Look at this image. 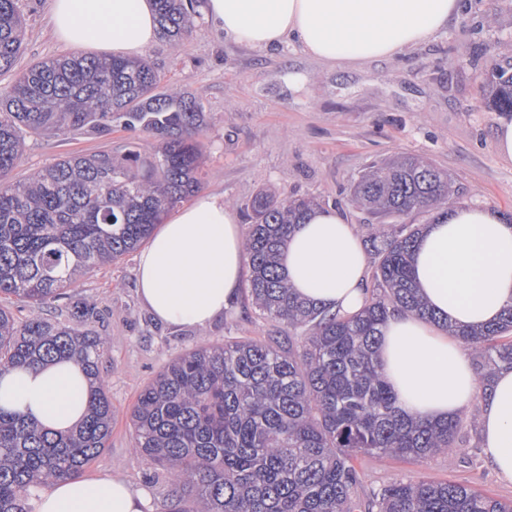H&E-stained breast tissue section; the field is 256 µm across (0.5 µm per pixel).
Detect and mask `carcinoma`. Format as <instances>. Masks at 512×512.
Wrapping results in <instances>:
<instances>
[{
	"label": "carcinoma",
	"instance_id": "carcinoma-1",
	"mask_svg": "<svg viewBox=\"0 0 512 512\" xmlns=\"http://www.w3.org/2000/svg\"><path fill=\"white\" fill-rule=\"evenodd\" d=\"M153 2L164 38L177 44L191 33L200 0ZM22 46L18 0H0V74L14 70ZM158 85L145 58L67 55L18 72L0 96V372L74 360L92 382L87 414L67 434L0 407V512H33L32 488L81 476L107 447V346L88 329L98 311L78 302L63 323L43 305L149 240L167 212L199 190L205 112L193 94ZM488 85L493 107L512 112V73L498 67ZM114 123L154 137L157 150L69 155L11 180L22 132L101 137ZM453 187L448 172L418 155L374 162L355 181L352 201L375 223L363 235L369 299L348 317L299 298L280 270L289 236L315 201L252 198L243 248L256 308L302 335L192 349L157 373L130 415L134 451L175 490L195 493L196 512H357L358 453L439 455L454 465L464 445L460 420L404 415L375 350L396 313L439 322L412 277L419 227L393 228L390 220L442 208ZM12 298L29 306L21 320L5 305ZM456 335L483 388L512 369V307L484 329ZM365 512H512V502L450 482L399 480L374 493Z\"/></svg>",
	"mask_w": 512,
	"mask_h": 512
}]
</instances>
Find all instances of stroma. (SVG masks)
I'll return each instance as SVG.
<instances>
[{"instance_id":"35a3bbf8","label":"stroma","mask_w":512,"mask_h":512,"mask_svg":"<svg viewBox=\"0 0 512 512\" xmlns=\"http://www.w3.org/2000/svg\"><path fill=\"white\" fill-rule=\"evenodd\" d=\"M18 6L24 41L17 69L67 54L51 34L50 0H19ZM146 54L161 89L190 92L201 103L207 115L201 189L223 195L238 214L266 190L282 199L314 197L361 230L370 217L352 202L350 185L372 162L413 153L448 171L459 201L512 216V161L495 151L502 115L488 104L485 80L491 64L512 63V0H463L448 28L427 43L355 70L326 67L295 43L270 49L235 43L203 14L180 45L160 38ZM126 142L146 154L156 145L118 124L104 137L30 138L13 178L24 180L72 153ZM76 292L99 312L92 328L108 346L100 369L112 403V435L86 475L122 479L148 493L147 512H167L173 487L133 449L129 415L139 393L189 349L235 337L284 336L288 325L259 315L246 289L207 327L160 324L138 297L132 252L81 279ZM461 420L465 455L454 466L437 456L354 457L358 501L397 479L453 482L512 501V485L484 463L478 427L469 414Z\"/></svg>"}]
</instances>
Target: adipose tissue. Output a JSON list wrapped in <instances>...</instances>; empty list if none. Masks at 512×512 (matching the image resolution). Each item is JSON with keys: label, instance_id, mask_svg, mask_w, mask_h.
Returning a JSON list of instances; mask_svg holds the SVG:
<instances>
[{"label": "adipose tissue", "instance_id": "obj_1", "mask_svg": "<svg viewBox=\"0 0 512 512\" xmlns=\"http://www.w3.org/2000/svg\"><path fill=\"white\" fill-rule=\"evenodd\" d=\"M458 0H206L213 26L234 41L270 48L291 41L335 67L356 68L430 40L458 12ZM54 37L77 50L138 57L157 38L152 0H51ZM236 211L208 193L178 210L137 255V289L167 325L206 327L236 301L246 267ZM293 291L329 312L366 305V254L336 209H313L281 255ZM420 296L437 316H391L378 360L409 416L443 420L479 407L482 451L512 485V369L481 389L456 328H480L512 306V223L492 209L457 203L427 225L412 255ZM89 381L72 361L0 375V404L65 433L82 419ZM35 512H145L147 497L109 478L53 482L33 498Z\"/></svg>", "mask_w": 512, "mask_h": 512}]
</instances>
